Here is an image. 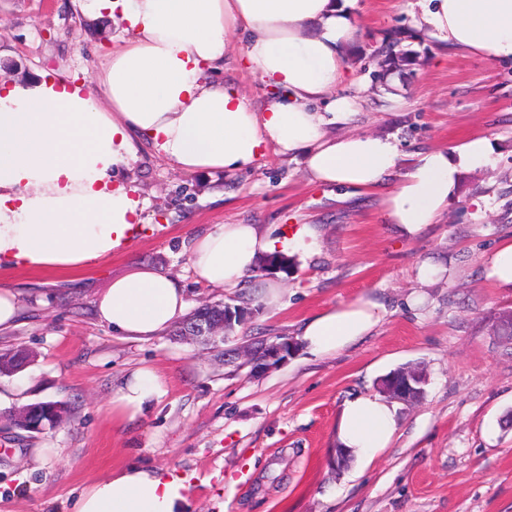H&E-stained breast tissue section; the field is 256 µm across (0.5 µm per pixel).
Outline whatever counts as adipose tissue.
Listing matches in <instances>:
<instances>
[{
  "label": "adipose tissue",
  "instance_id": "1",
  "mask_svg": "<svg viewBox=\"0 0 512 512\" xmlns=\"http://www.w3.org/2000/svg\"><path fill=\"white\" fill-rule=\"evenodd\" d=\"M85 15L119 19L123 46L107 54L100 93L63 79L0 81V265L73 271L101 262L140 232L145 209L112 171L144 138L181 170L234 171L267 146L301 163L310 181L384 189L388 223L414 234L437 223L462 171L483 172L493 145L476 137L453 148L402 153L395 137L351 131L361 94L337 88L360 37L356 0H80ZM414 27L441 46L512 60V0H409ZM239 57L277 96L255 110L241 90L212 82L231 31ZM279 241L255 224H217L195 239L197 281L233 288ZM98 319L146 341L184 316L177 278L130 266L94 300ZM376 305L356 302L307 322L301 336L320 355L365 335ZM164 394L151 367L128 377L112 401L135 417ZM395 432L389 406L363 395L344 403L340 447L371 454ZM184 483L164 468L129 464L81 490L69 512H185Z\"/></svg>",
  "mask_w": 512,
  "mask_h": 512
}]
</instances>
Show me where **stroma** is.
<instances>
[{
	"mask_svg": "<svg viewBox=\"0 0 512 512\" xmlns=\"http://www.w3.org/2000/svg\"><path fill=\"white\" fill-rule=\"evenodd\" d=\"M355 14V80L338 89L368 88L354 129L394 136L406 152L486 137L493 170L462 174L443 218L411 235L384 222L374 193L310 182L275 149L241 170L187 173L141 143L113 172L146 202L143 230L124 249L75 275L0 272L24 298L0 351L30 354L21 371L0 376V414L48 400L70 408L41 434L0 417V512H64L87 484L131 463L186 478L187 512H512V345L490 329L512 309V287L488 276L512 240V61L409 37L406 0H358ZM396 29L402 61L384 70L380 48ZM123 39L120 23L87 18L73 0H0V79L46 72L94 91L105 54ZM228 41L212 80L264 107L270 89L238 63L243 34ZM216 224H257L274 238L308 224L315 236L288 248L286 268L261 260L238 287L212 288L195 280L189 255ZM132 263L178 276L189 309L248 307L232 347L297 339L308 319L359 300L378 304L381 318L335 351L301 345L254 374L172 333L139 342L100 322L95 294ZM409 364L426 370L423 398L393 401L391 443L336 470L329 458L345 401L376 394L378 379ZM145 365L164 396L134 420L113 417V396Z\"/></svg>",
	"mask_w": 512,
	"mask_h": 512,
	"instance_id": "35a3bbf8",
	"label": "stroma"
}]
</instances>
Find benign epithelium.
<instances>
[{
    "mask_svg": "<svg viewBox=\"0 0 512 512\" xmlns=\"http://www.w3.org/2000/svg\"><path fill=\"white\" fill-rule=\"evenodd\" d=\"M205 307L207 310L203 311L202 316L183 329V335L220 350L221 359L226 364L249 367L252 373L259 374L282 365L296 352V343L290 339H255L239 349L225 351L222 349L224 338L235 330V326L245 323L250 311L228 304L219 307L207 303ZM425 382L426 374L422 372H404L389 377L380 383V387L387 396L408 401L423 390Z\"/></svg>",
    "mask_w": 512,
    "mask_h": 512,
    "instance_id": "7a95c632",
    "label": "benign epithelium"
}]
</instances>
